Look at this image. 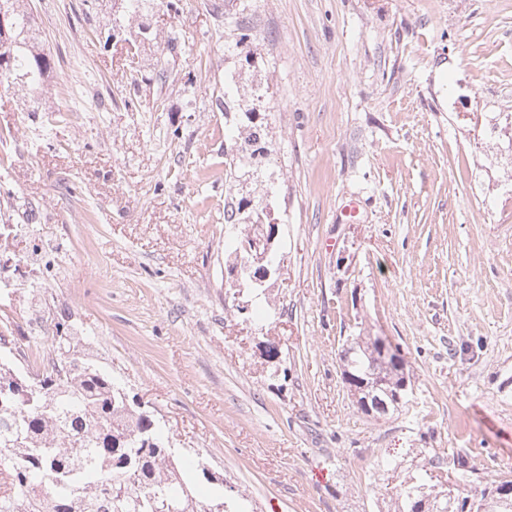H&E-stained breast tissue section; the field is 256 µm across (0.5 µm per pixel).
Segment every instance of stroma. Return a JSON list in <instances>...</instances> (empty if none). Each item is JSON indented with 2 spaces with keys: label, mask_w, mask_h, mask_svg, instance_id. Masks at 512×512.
Masks as SVG:
<instances>
[{
  "label": "stroma",
  "mask_w": 512,
  "mask_h": 512,
  "mask_svg": "<svg viewBox=\"0 0 512 512\" xmlns=\"http://www.w3.org/2000/svg\"><path fill=\"white\" fill-rule=\"evenodd\" d=\"M169 1L134 55L136 20L29 0L56 68L43 112L0 78L14 369L72 325L255 512H393L396 485L460 450L512 476V0ZM257 128L263 179L227 177ZM240 201L280 225L263 296L228 272ZM361 332L411 381L382 419L341 376Z\"/></svg>",
  "instance_id": "stroma-1"
}]
</instances>
